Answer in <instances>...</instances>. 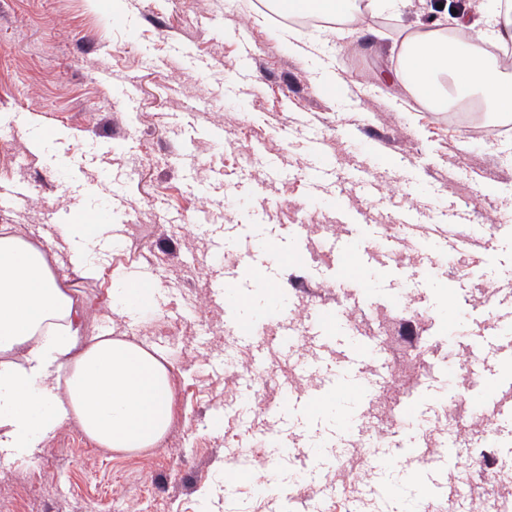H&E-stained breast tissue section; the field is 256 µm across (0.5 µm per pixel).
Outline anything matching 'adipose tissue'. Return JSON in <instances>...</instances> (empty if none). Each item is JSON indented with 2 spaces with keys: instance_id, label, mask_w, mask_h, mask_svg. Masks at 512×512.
I'll list each match as a JSON object with an SVG mask.
<instances>
[{
  "instance_id": "obj_1",
  "label": "adipose tissue",
  "mask_w": 512,
  "mask_h": 512,
  "mask_svg": "<svg viewBox=\"0 0 512 512\" xmlns=\"http://www.w3.org/2000/svg\"><path fill=\"white\" fill-rule=\"evenodd\" d=\"M292 15L316 13L336 22L363 16L361 0H289ZM401 76L435 111L477 95L492 116L512 114V74L483 54L478 40L446 39L433 26L402 42ZM105 224H63L70 260L84 275ZM81 311L61 288L42 250L0 237V459L15 460L66 421L98 447L131 452L155 445L173 418L164 361L128 340L104 334L81 339Z\"/></svg>"
}]
</instances>
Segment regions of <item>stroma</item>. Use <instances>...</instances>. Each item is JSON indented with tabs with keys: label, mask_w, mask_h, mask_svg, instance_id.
I'll list each match as a JSON object with an SVG mask.
<instances>
[{
	"label": "stroma",
	"mask_w": 512,
	"mask_h": 512,
	"mask_svg": "<svg viewBox=\"0 0 512 512\" xmlns=\"http://www.w3.org/2000/svg\"><path fill=\"white\" fill-rule=\"evenodd\" d=\"M403 19L448 29L455 17L410 0ZM404 27L378 12L340 30L307 28L306 54L253 0H0V186L21 193L0 206V236L47 246L83 311L82 336L157 350L174 402L151 448L112 452L70 421L0 461V505L446 512L449 483L465 493L485 484L482 471L455 474L457 459L485 456L512 477V434L469 429L497 423L495 404L477 381L462 391L449 382L462 355L512 380V136L466 132L410 93L399 73ZM51 212L110 213L97 277L72 265ZM351 241L361 276L344 285L336 252ZM299 245L307 264L283 269L282 253ZM248 264L268 283L239 276L251 304L229 308L212 285ZM130 276L152 281L151 302L132 309L118 297ZM320 305L341 312L328 344L305 331ZM240 320L253 323L252 338L235 334ZM288 323L303 332L286 351ZM367 339L376 352L346 365ZM382 356L387 381H410L398 400L305 404L343 377L366 381ZM407 401L420 425L399 421ZM347 415L379 432L392 462L355 484L334 478L356 457ZM244 448L276 496L225 484Z\"/></svg>",
	"instance_id": "35a3bbf8"
}]
</instances>
